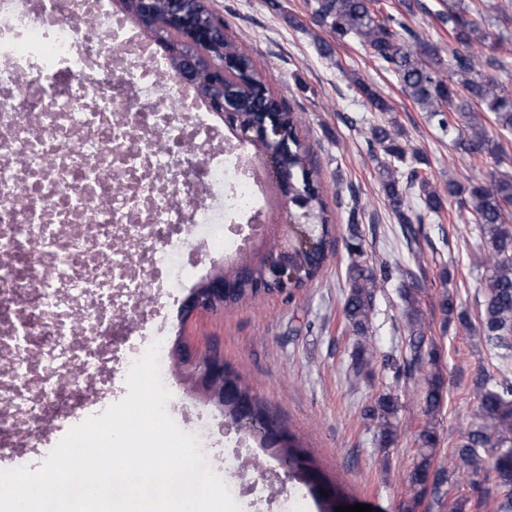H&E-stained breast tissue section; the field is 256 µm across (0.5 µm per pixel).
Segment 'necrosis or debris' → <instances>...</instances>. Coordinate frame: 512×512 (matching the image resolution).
<instances>
[{"mask_svg":"<svg viewBox=\"0 0 512 512\" xmlns=\"http://www.w3.org/2000/svg\"><path fill=\"white\" fill-rule=\"evenodd\" d=\"M259 184L111 0H0V455L25 458L170 333L145 293L206 231L239 248ZM151 325L131 343L114 319Z\"/></svg>","mask_w":512,"mask_h":512,"instance_id":"4bbe7bcc","label":"necrosis or debris"}]
</instances>
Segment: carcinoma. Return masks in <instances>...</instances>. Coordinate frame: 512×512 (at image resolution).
<instances>
[{"instance_id": "cac0c4a2", "label": "carcinoma", "mask_w": 512, "mask_h": 512, "mask_svg": "<svg viewBox=\"0 0 512 512\" xmlns=\"http://www.w3.org/2000/svg\"><path fill=\"white\" fill-rule=\"evenodd\" d=\"M126 11L137 18L138 26L150 36L170 65L184 73L193 65L192 81L200 97L212 111L220 112L224 97L234 99L235 138L249 129L277 121L284 130L281 137L246 142L254 154L274 155L281 164L288 186L295 195L298 209L314 224V240L300 254L298 266L303 280L297 287L313 280L331 247L330 214L321 187L319 170L310 147L302 139L299 122L282 100L270 90L266 78L253 66L249 56L224 32V20L212 9L209 0H125ZM375 0H314L313 14L319 24L333 35L353 37L394 73L406 97L428 112L445 135L453 137L461 150L488 158L497 166L506 160L501 144L489 138L480 113L491 112L499 128L512 133V92L500 84L487 70L504 69L495 56H482L472 51L474 44L492 38L482 23L472 17L465 6H448V12L436 14L448 27V35L464 50L452 51L443 62L440 47L420 41L392 13L374 8ZM359 94L377 112H388L387 102L361 80L355 82ZM395 121L374 125L370 129V145L382 151L378 159L379 176L389 205L402 224L406 239L416 236L414 224L422 223L426 214H440L453 199L466 210L479 238L486 243L483 265L490 272L484 289V307L479 315L480 333L501 358L512 351V179L498 177L489 181L463 184L448 180L447 194L434 189L420 174L424 158L416 150L407 152L399 142ZM411 154L415 166L406 172L398 163ZM407 186L418 189L422 212L412 213L405 202L400 178ZM398 276L404 281L401 298L405 305L407 346L410 358L404 368L408 375L424 381L421 404L424 413L433 415L446 398V387L440 371V354L427 342L428 326L420 308L424 291L415 272L396 262L383 267L382 273L357 262L347 269L348 292L343 303L345 319L359 336H369L374 315V289L380 280ZM440 307L446 321L457 318L464 325L469 317L456 310L448 294H442ZM376 360V347L369 341L359 343L352 357L348 377L359 384L370 373ZM476 401V421L462 433L455 448L448 453V463L436 459L440 445L435 427L426 425L419 431V461L409 476L411 496L406 512H414L427 494L443 499V487L452 475L464 474L470 482L487 485L478 507L484 512H512V380L482 372L471 383ZM399 398L387 391L378 396L375 405L364 410V418L375 424L378 445L388 448L397 435ZM288 459L304 472L307 485L323 512H331L332 500L323 494L328 487L343 496L341 485L331 481L314 463L298 437L288 433L284 448Z\"/></svg>"}]
</instances>
